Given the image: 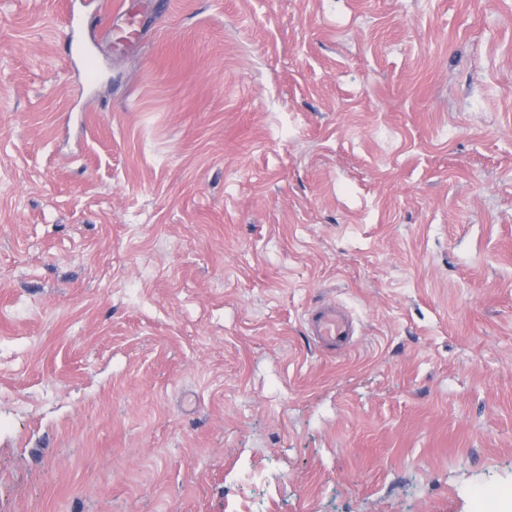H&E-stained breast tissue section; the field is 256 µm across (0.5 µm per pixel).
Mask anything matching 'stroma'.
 <instances>
[{"label": "stroma", "mask_w": 512, "mask_h": 512, "mask_svg": "<svg viewBox=\"0 0 512 512\" xmlns=\"http://www.w3.org/2000/svg\"><path fill=\"white\" fill-rule=\"evenodd\" d=\"M0 512H512V0H0ZM307 322L317 342L327 350L344 351L350 347L353 324L339 308H318L309 314Z\"/></svg>", "instance_id": "35a3bbf8"}]
</instances>
